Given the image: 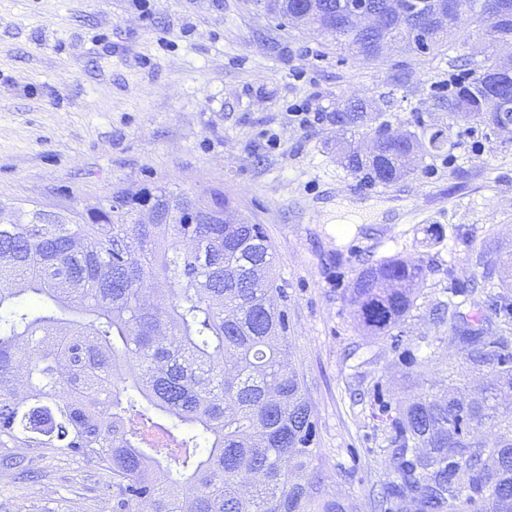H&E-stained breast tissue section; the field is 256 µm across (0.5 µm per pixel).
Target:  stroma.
Listing matches in <instances>:
<instances>
[{
  "mask_svg": "<svg viewBox=\"0 0 512 512\" xmlns=\"http://www.w3.org/2000/svg\"><path fill=\"white\" fill-rule=\"evenodd\" d=\"M436 56L380 62L337 53L279 24L256 0H0V201L62 212L117 187L223 190L233 216L262 225L284 290L290 352L313 412L310 469L346 512H370L387 476L371 416L410 378L440 376L450 348L429 310L448 274L482 276L463 238L512 250V133L451 117L448 85L469 76L479 37ZM369 100L401 132L448 136L411 176L374 186L336 159L327 121ZM318 113L298 124L292 113ZM400 257L431 266L400 337L353 313L358 270ZM35 483L0 468V512H111L100 473L65 453H28Z\"/></svg>",
  "mask_w": 512,
  "mask_h": 512,
  "instance_id": "stroma-1",
  "label": "stroma"
}]
</instances>
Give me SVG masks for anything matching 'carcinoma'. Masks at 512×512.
<instances>
[{"label":"carcinoma","mask_w":512,"mask_h":512,"mask_svg":"<svg viewBox=\"0 0 512 512\" xmlns=\"http://www.w3.org/2000/svg\"><path fill=\"white\" fill-rule=\"evenodd\" d=\"M284 25L307 17L336 49L368 60L384 48L430 55L457 36L438 20L448 0H368L386 16L370 35L351 18L356 0H257ZM486 53L448 111L491 132L512 126V72L490 49L512 44V0H459ZM370 105L331 112L356 132ZM414 132L349 142L341 164L386 186L444 147ZM213 190L117 189L84 211L0 203V465L19 469L18 448L80 457L108 478L112 512H345L308 473L312 411L285 336L272 247L258 224L223 218ZM149 206L168 224H139ZM476 255L492 290L474 299L448 276L430 311L448 336L438 382L392 404L381 401L387 478L374 512H512V254ZM431 268L399 258L361 270L353 283L360 323L388 336L414 310Z\"/></svg>","instance_id":"obj_1"}]
</instances>
